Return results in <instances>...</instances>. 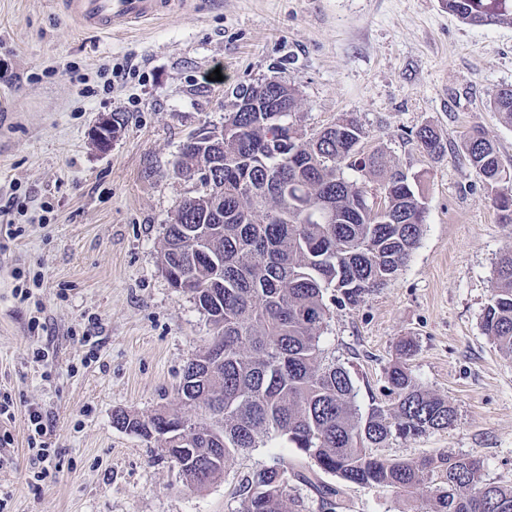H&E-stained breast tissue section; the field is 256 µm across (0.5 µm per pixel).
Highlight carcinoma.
Listing matches in <instances>:
<instances>
[{
	"instance_id": "carcinoma-1",
	"label": "carcinoma",
	"mask_w": 512,
	"mask_h": 512,
	"mask_svg": "<svg viewBox=\"0 0 512 512\" xmlns=\"http://www.w3.org/2000/svg\"><path fill=\"white\" fill-rule=\"evenodd\" d=\"M448 12L474 26L512 23V0H446ZM492 111L512 124V88L490 101ZM236 127L217 149L223 164L210 190L199 189L177 206L167 225L161 271L171 287L188 281L198 309L214 330L209 346L184 369L181 406L204 415L184 417L160 410L150 416L117 411L113 423L144 440L163 434L161 450L185 482L202 489L224 474L238 452L280 437L308 466L294 477L322 501L338 505L342 490L322 479L392 488L406 496L432 482L431 512H512V487L483 478V462L470 454L446 453L420 459L374 452L394 437L419 436L448 428L456 409L423 390L405 366L412 345L387 371L390 406L358 408L349 372L321 346L328 313L325 295L356 307L392 280L422 235L426 202L409 176L381 150L367 152V132L349 113L309 135L288 137L264 112H230ZM422 149L439 157L445 147L433 128L416 132ZM182 144L175 173L188 180L207 167L210 152ZM459 152L490 189L498 222L512 224V169L479 130L460 136ZM352 170L375 186L345 176ZM222 199L224 222H212L211 204ZM327 199L331 223L311 210ZM205 239L190 252L186 242ZM482 330L495 347L512 355V250L497 261ZM240 512H293L282 467L252 472L242 489Z\"/></svg>"
}]
</instances>
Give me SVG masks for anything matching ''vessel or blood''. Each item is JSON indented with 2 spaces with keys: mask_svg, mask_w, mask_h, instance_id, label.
<instances>
[{
  "mask_svg": "<svg viewBox=\"0 0 512 512\" xmlns=\"http://www.w3.org/2000/svg\"><path fill=\"white\" fill-rule=\"evenodd\" d=\"M186 0H66V7L85 28L110 31L159 18L184 8Z\"/></svg>",
  "mask_w": 512,
  "mask_h": 512,
  "instance_id": "vessel-or-blood-1",
  "label": "vessel or blood"
}]
</instances>
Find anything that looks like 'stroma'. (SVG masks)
Returning a JSON list of instances; mask_svg holds the SVG:
<instances>
[{"instance_id": "1", "label": "stroma", "mask_w": 512, "mask_h": 512, "mask_svg": "<svg viewBox=\"0 0 512 512\" xmlns=\"http://www.w3.org/2000/svg\"><path fill=\"white\" fill-rule=\"evenodd\" d=\"M127 59L136 72L105 89L104 71ZM269 79L296 89L292 119L307 133L355 113L365 149L387 153L426 200L405 267L358 307L330 303L321 339L349 370L361 410L386 401L405 341L417 383L456 408L452 427L391 439L383 455L471 454L487 481L512 486V356L481 328L512 227L457 150L475 127L512 166V125L489 108L512 88V24L462 23L444 0H188L166 18L100 33L63 0H0V226L27 228L15 241L0 233V392L15 403L14 442L0 450L5 512H239L247 476L295 458L274 438L198 490L156 442L113 422L119 409L177 408L184 367L212 339L206 315L159 268L165 228L195 193L173 167L190 135L223 125L234 88ZM114 112L127 124L97 149L90 132ZM426 125L443 156L418 145ZM37 272L38 308L13 295L16 275ZM75 330L94 336L95 359ZM38 346L47 367L27 360ZM32 406L48 417L52 448L40 481L25 474ZM343 491L345 512L429 508L426 487L411 502L391 489Z\"/></svg>"}]
</instances>
